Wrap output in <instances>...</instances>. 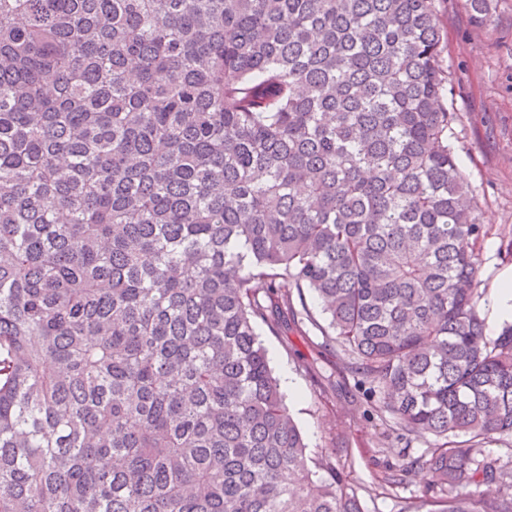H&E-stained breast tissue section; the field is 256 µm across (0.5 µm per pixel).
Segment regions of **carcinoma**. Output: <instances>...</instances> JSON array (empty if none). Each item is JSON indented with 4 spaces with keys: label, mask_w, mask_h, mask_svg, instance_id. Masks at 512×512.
Returning a JSON list of instances; mask_svg holds the SVG:
<instances>
[{
    "label": "carcinoma",
    "mask_w": 512,
    "mask_h": 512,
    "mask_svg": "<svg viewBox=\"0 0 512 512\" xmlns=\"http://www.w3.org/2000/svg\"><path fill=\"white\" fill-rule=\"evenodd\" d=\"M442 42L435 0H0V512H364L258 337L306 290L432 440L405 512H512Z\"/></svg>",
    "instance_id": "obj_1"
}]
</instances>
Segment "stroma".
<instances>
[{"mask_svg": "<svg viewBox=\"0 0 512 512\" xmlns=\"http://www.w3.org/2000/svg\"><path fill=\"white\" fill-rule=\"evenodd\" d=\"M443 60L451 74L448 108L456 112V160L474 188L485 225L479 244L483 310H490L497 275L512 267V0H492L491 24L473 26L463 0H436ZM313 321L282 335L263 332L270 365L285 385L286 404L309 450L335 447L336 461L356 488L365 512H401L418 495L420 474L386 483L402 455L424 454L425 439L390 436L387 413L367 404L368 381L348 369L316 327L318 301L305 295Z\"/></svg>", "mask_w": 512, "mask_h": 512, "instance_id": "35a3bbf8", "label": "stroma"}]
</instances>
